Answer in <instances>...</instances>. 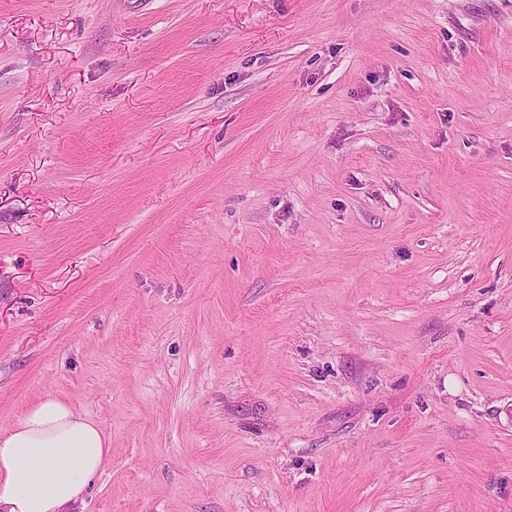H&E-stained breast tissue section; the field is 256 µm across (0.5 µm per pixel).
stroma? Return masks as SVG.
<instances>
[{"label": "stroma", "instance_id": "stroma-1", "mask_svg": "<svg viewBox=\"0 0 512 512\" xmlns=\"http://www.w3.org/2000/svg\"><path fill=\"white\" fill-rule=\"evenodd\" d=\"M70 512H512V0H0V431ZM105 431L65 400L46 395L0 432V509L64 512L103 470Z\"/></svg>", "mask_w": 512, "mask_h": 512}]
</instances>
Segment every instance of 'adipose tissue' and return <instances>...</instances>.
Instances as JSON below:
<instances>
[{"label": "adipose tissue", "instance_id": "1", "mask_svg": "<svg viewBox=\"0 0 512 512\" xmlns=\"http://www.w3.org/2000/svg\"><path fill=\"white\" fill-rule=\"evenodd\" d=\"M109 453L98 424L59 397H42L0 432V512H64Z\"/></svg>", "mask_w": 512, "mask_h": 512}]
</instances>
